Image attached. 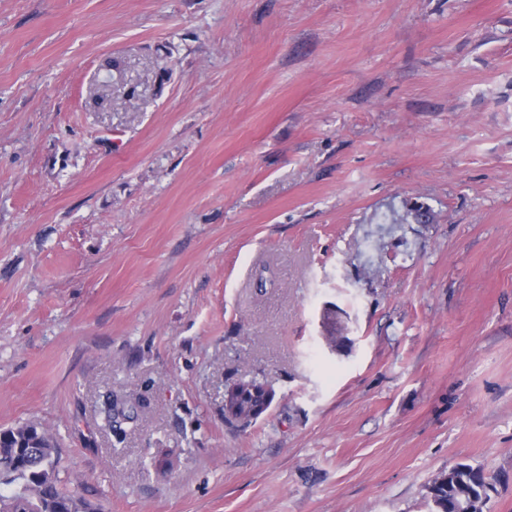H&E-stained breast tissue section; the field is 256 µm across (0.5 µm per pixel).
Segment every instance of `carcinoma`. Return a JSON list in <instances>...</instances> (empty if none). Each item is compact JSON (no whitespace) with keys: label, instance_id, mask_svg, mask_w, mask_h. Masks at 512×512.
<instances>
[{"label":"carcinoma","instance_id":"cac0c4a2","mask_svg":"<svg viewBox=\"0 0 512 512\" xmlns=\"http://www.w3.org/2000/svg\"><path fill=\"white\" fill-rule=\"evenodd\" d=\"M255 382L237 385L224 404L235 409L233 421L245 428L259 418L256 407L262 395H253ZM60 450L56 440L34 424L0 430V512H98L90 503L60 486ZM468 464L452 475L440 473L433 481L437 512H466L460 494L467 485L476 496L480 487Z\"/></svg>","mask_w":512,"mask_h":512}]
</instances>
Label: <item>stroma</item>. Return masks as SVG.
I'll use <instances>...</instances> for the list:
<instances>
[{
  "label": "stroma",
  "instance_id": "stroma-1",
  "mask_svg": "<svg viewBox=\"0 0 512 512\" xmlns=\"http://www.w3.org/2000/svg\"><path fill=\"white\" fill-rule=\"evenodd\" d=\"M23 424L99 512H512V0H0ZM256 381H251L248 383H240L236 385L239 389V393L231 394L229 399L227 400V393L224 397V410L226 405H229L230 408L235 409V418H229L226 416L224 411V419L229 422H236L241 427L245 428L250 426L255 420H257L261 415H258L256 412V407L261 405L262 402V394H257L256 397L253 396L251 392V388H256ZM247 396H244V395ZM461 469L450 476L441 472L433 481V501L439 506L437 512H466L467 503L460 494V488L466 484L479 498L481 491L478 484L473 480L474 469L470 465L460 464Z\"/></svg>",
  "mask_w": 512,
  "mask_h": 512
}]
</instances>
